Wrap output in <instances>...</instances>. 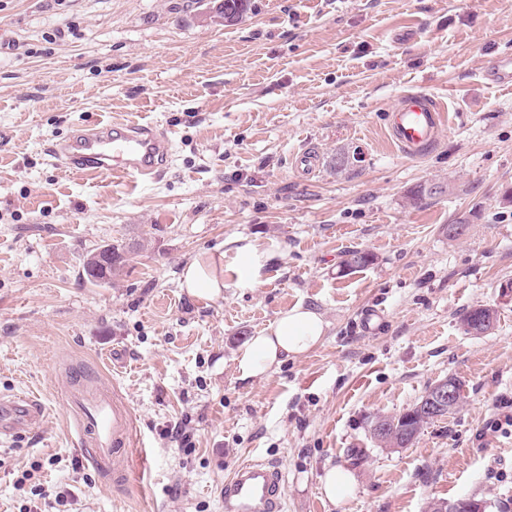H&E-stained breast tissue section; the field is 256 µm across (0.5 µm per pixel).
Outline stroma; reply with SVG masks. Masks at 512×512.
<instances>
[{"instance_id": "stroma-1", "label": "stroma", "mask_w": 512, "mask_h": 512, "mask_svg": "<svg viewBox=\"0 0 512 512\" xmlns=\"http://www.w3.org/2000/svg\"><path fill=\"white\" fill-rule=\"evenodd\" d=\"M512 52V0H250L230 26L202 0H0V396L46 409L0 437V512L35 469L61 495L43 512H224L243 460L277 468L283 512H423L475 498L512 512V89L481 78ZM423 91L449 114L418 159L384 114ZM152 123L175 154L152 182L58 164L77 128ZM315 151V175L294 157ZM445 193L410 205L419 186ZM469 223L449 239L448 226ZM278 254L240 282L237 241ZM132 252L111 283L82 275L88 251ZM224 248L219 301L180 286L187 262ZM373 254L342 271L347 252ZM305 306L321 342L267 376L236 358L280 313ZM384 322L364 329L362 310ZM488 306L492 330L466 332ZM114 387L149 450L127 482L81 455L64 394L73 372ZM457 377L463 405L412 445L371 435ZM185 425L192 448L168 435ZM362 448L361 461L348 449ZM349 470L330 503L320 479ZM478 308H473L467 311L462 318L463 324L465 326V330L467 333H471L474 335H481L489 330H491L496 322V313L493 311V315H483L484 319L480 318L482 316L478 315ZM487 321V322H486Z\"/></svg>"}]
</instances>
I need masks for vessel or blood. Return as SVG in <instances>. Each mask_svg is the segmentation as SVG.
I'll return each instance as SVG.
<instances>
[{
  "label": "vessel or blood",
  "mask_w": 512,
  "mask_h": 512,
  "mask_svg": "<svg viewBox=\"0 0 512 512\" xmlns=\"http://www.w3.org/2000/svg\"><path fill=\"white\" fill-rule=\"evenodd\" d=\"M482 76L490 83L512 87V53L495 55ZM448 119L446 110L430 95L406 92L386 113L387 131L400 152L411 158L426 155L437 143ZM174 150L167 132L152 124L112 123L82 128L56 143L51 154L60 164L118 180H154ZM68 400L79 420L80 443L88 449L94 468L127 479V460L146 458L129 407L102 389L71 390ZM44 407L33 397L0 400V435L29 430L43 419ZM224 512H281L284 485L275 467L248 461L224 483Z\"/></svg>",
  "instance_id": "1"
}]
</instances>
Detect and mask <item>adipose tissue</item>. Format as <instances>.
I'll use <instances>...</instances> for the list:
<instances>
[{
	"label": "adipose tissue",
	"mask_w": 512,
	"mask_h": 512,
	"mask_svg": "<svg viewBox=\"0 0 512 512\" xmlns=\"http://www.w3.org/2000/svg\"><path fill=\"white\" fill-rule=\"evenodd\" d=\"M182 286L195 297L217 301L224 296V252L206 254L186 264ZM326 324L316 311L302 306L279 314L264 332L242 347L237 359L241 377L257 378L269 373L284 359L297 357L314 348L325 334Z\"/></svg>",
	"instance_id": "obj_1"
}]
</instances>
